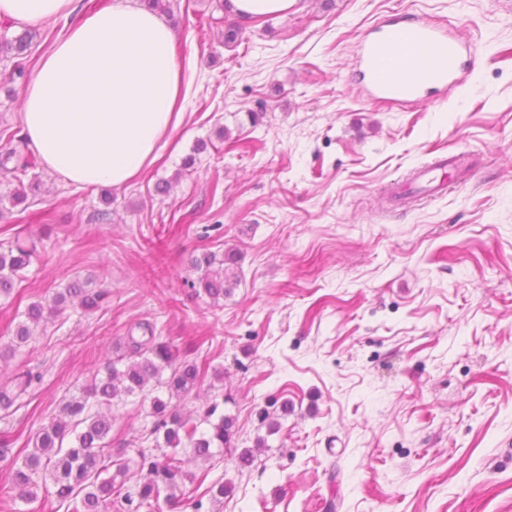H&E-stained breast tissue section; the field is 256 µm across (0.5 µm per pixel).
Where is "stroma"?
<instances>
[{
    "instance_id": "1",
    "label": "stroma",
    "mask_w": 512,
    "mask_h": 512,
    "mask_svg": "<svg viewBox=\"0 0 512 512\" xmlns=\"http://www.w3.org/2000/svg\"><path fill=\"white\" fill-rule=\"evenodd\" d=\"M409 17L463 32L475 65L454 91L383 105L360 91L359 48ZM168 22L185 99L158 161L114 188L41 166L26 212L0 205V243L37 245L0 297V390L41 375L0 409V439L30 447L150 322L236 420L211 462L177 451L225 496L150 512H512V0H298L260 20L183 0ZM12 69L0 61V126L18 133ZM452 156L445 194L411 195L416 168ZM230 249L239 282L215 303L191 260ZM75 279L101 307H64L10 348L27 306ZM274 401L289 410L271 434ZM112 411L113 455L162 456L142 439L150 397ZM40 375L31 370H26L17 373L12 378V393L11 395L1 391L0 392V408L9 409L15 401L23 394H25L33 384V381H38Z\"/></svg>"
}]
</instances>
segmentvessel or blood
<instances>
[{"mask_svg": "<svg viewBox=\"0 0 512 512\" xmlns=\"http://www.w3.org/2000/svg\"><path fill=\"white\" fill-rule=\"evenodd\" d=\"M473 52L467 38L409 18L387 25L362 43L360 82L379 102L419 103L429 90L458 88L465 76L463 57Z\"/></svg>", "mask_w": 512, "mask_h": 512, "instance_id": "1", "label": "vessel or blood"}]
</instances>
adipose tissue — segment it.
I'll return each mask as SVG.
<instances>
[{
	"label": "adipose tissue",
	"instance_id": "adipose-tissue-1",
	"mask_svg": "<svg viewBox=\"0 0 512 512\" xmlns=\"http://www.w3.org/2000/svg\"><path fill=\"white\" fill-rule=\"evenodd\" d=\"M74 0H0V15L38 25ZM183 74L157 14L115 0L68 28L43 56L22 101L23 133L41 163L80 187H119L158 158L178 126Z\"/></svg>",
	"mask_w": 512,
	"mask_h": 512
}]
</instances>
